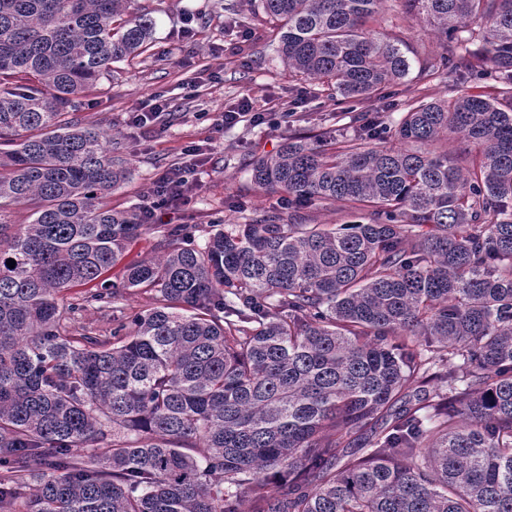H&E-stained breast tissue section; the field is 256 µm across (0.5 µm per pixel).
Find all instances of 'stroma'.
<instances>
[{"instance_id": "stroma-1", "label": "stroma", "mask_w": 512, "mask_h": 512, "mask_svg": "<svg viewBox=\"0 0 512 512\" xmlns=\"http://www.w3.org/2000/svg\"><path fill=\"white\" fill-rule=\"evenodd\" d=\"M225 1L147 0L156 20L152 56L122 65L118 78L89 93L74 114L81 125L111 136L113 155L133 170L112 196L116 209L139 210L163 172L188 165V146L206 150L198 170L200 187L188 202L158 209L156 224L132 245L129 259L161 255L163 230L169 224H241L279 210L278 195L251 182V156L275 154L296 130L311 136L328 129L341 135L347 131L346 121L332 119L335 102L307 94L303 81L289 77L267 37L257 33L241 38L240 20L250 15L253 0H229L238 14L234 20L223 11ZM157 93L169 99V108L148 126L131 125L130 112ZM247 97L270 113V122L216 130L218 115ZM147 300L144 291H132L119 301L118 311L79 310L67 315V331L110 335L115 317L133 315Z\"/></svg>"}]
</instances>
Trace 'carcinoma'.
Here are the masks:
<instances>
[{"label":"carcinoma","instance_id":"1","mask_svg":"<svg viewBox=\"0 0 512 512\" xmlns=\"http://www.w3.org/2000/svg\"><path fill=\"white\" fill-rule=\"evenodd\" d=\"M257 2L291 76L338 105L403 85L402 116L290 135L247 164L288 211L201 242L167 227L116 285L146 225L112 209L131 171L71 114L156 21L0 0V512L22 488L26 512H512V0H399L442 45L422 74L497 85L426 101L385 0ZM315 203L359 221L308 224ZM130 289L152 302L111 335L64 334Z\"/></svg>","mask_w":512,"mask_h":512}]
</instances>
